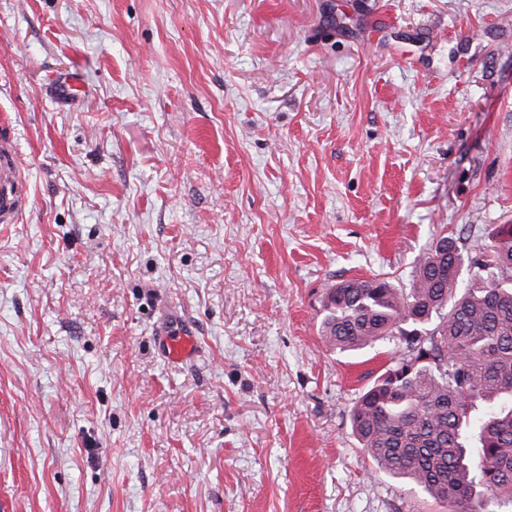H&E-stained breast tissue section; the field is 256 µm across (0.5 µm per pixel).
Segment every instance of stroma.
Masks as SVG:
<instances>
[{
	"instance_id": "stroma-1",
	"label": "stroma",
	"mask_w": 512,
	"mask_h": 512,
	"mask_svg": "<svg viewBox=\"0 0 512 512\" xmlns=\"http://www.w3.org/2000/svg\"><path fill=\"white\" fill-rule=\"evenodd\" d=\"M0 134V512H439L320 296L512 224V0H0ZM20 183V170L8 139H0V224H14L22 209V199L11 187ZM174 321L175 326H166L159 332L158 346L165 357L184 362L196 355L198 341L183 319L174 317Z\"/></svg>"
}]
</instances>
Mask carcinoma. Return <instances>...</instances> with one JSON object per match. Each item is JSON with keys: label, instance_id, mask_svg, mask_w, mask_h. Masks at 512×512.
<instances>
[{"label": "carcinoma", "instance_id": "1", "mask_svg": "<svg viewBox=\"0 0 512 512\" xmlns=\"http://www.w3.org/2000/svg\"><path fill=\"white\" fill-rule=\"evenodd\" d=\"M465 264L476 268L466 284ZM321 311L332 351L403 345L349 414L378 471L448 512L512 507V224L465 255L434 240L408 288L377 276L328 283Z\"/></svg>", "mask_w": 512, "mask_h": 512}]
</instances>
